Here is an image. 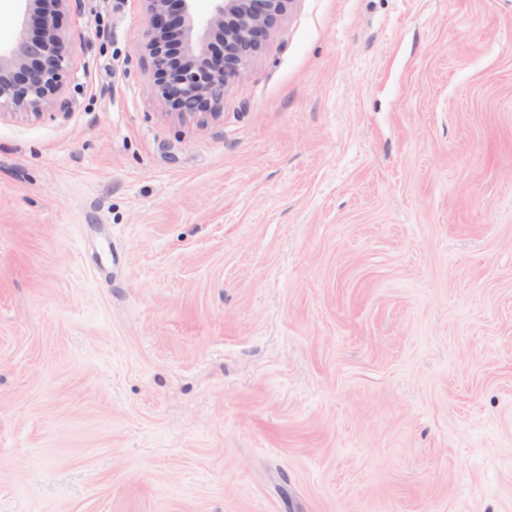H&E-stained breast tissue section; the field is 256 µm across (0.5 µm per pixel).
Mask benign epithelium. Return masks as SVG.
<instances>
[{
  "mask_svg": "<svg viewBox=\"0 0 512 512\" xmlns=\"http://www.w3.org/2000/svg\"><path fill=\"white\" fill-rule=\"evenodd\" d=\"M19 33L0 48V116L68 108L65 17L70 0H19ZM147 25L139 48L150 58L152 87L178 116L215 114L231 71L257 52L293 0H211L206 19L195 0H142Z\"/></svg>",
  "mask_w": 512,
  "mask_h": 512,
  "instance_id": "obj_1",
  "label": "benign epithelium"
}]
</instances>
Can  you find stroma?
<instances>
[{"mask_svg":"<svg viewBox=\"0 0 512 512\" xmlns=\"http://www.w3.org/2000/svg\"><path fill=\"white\" fill-rule=\"evenodd\" d=\"M146 22L0 118V512H512V0H292L216 118Z\"/></svg>","mask_w":512,"mask_h":512,"instance_id":"1","label":"stroma"}]
</instances>
